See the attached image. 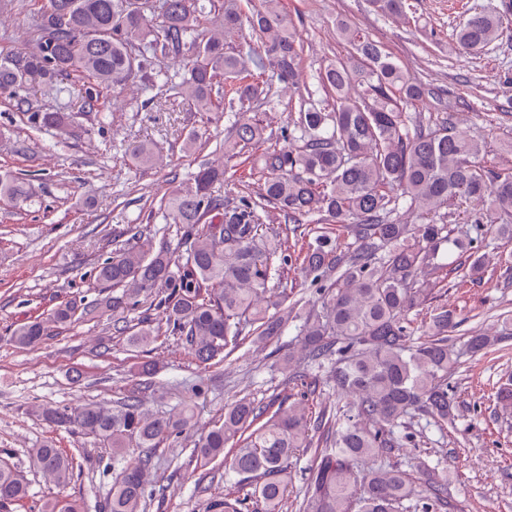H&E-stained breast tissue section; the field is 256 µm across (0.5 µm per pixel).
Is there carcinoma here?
<instances>
[{
  "label": "carcinoma",
  "instance_id": "carcinoma-1",
  "mask_svg": "<svg viewBox=\"0 0 512 512\" xmlns=\"http://www.w3.org/2000/svg\"><path fill=\"white\" fill-rule=\"evenodd\" d=\"M31 19L28 48L0 55V95L27 105L39 126L62 129L64 112L34 108L30 85L57 91L77 76L101 89L122 91L136 81L157 85L186 100L193 112H231L234 140L221 146L228 159H252L268 141L258 115L260 98L298 79L299 36L282 0H261L246 12L237 0H8ZM387 17L408 19L407 0H370ZM158 13L154 23L149 14ZM211 16L219 30L205 32ZM249 25L258 50L226 46L227 35ZM339 37L361 61L328 66L307 96L288 140L257 159L264 174L257 190L234 198L213 194L224 179V164L199 166L193 184L167 194L166 223L176 226L179 247L168 238L154 245L142 230L116 246L112 257L94 269L99 286L114 291L104 306L114 312L115 332L135 348L157 341L164 332L194 358L208 364L245 345L278 338L299 320V349H288L282 365L305 362L326 374L336 392V413L318 415L292 405L268 413L244 397L224 410L193 443L191 456L205 467L221 459L239 481L253 485L264 512H288V465L307 448L312 431L327 424L325 448L310 470L295 512H447L448 472L423 460L410 477L397 464L375 459L402 447L397 429L417 414L443 429L453 408L448 375L461 353L450 343L455 312L434 305V290L460 267L445 257L468 251L477 238L451 237L441 210L451 203L470 207L480 236L512 241V174L492 173L485 149L451 115L430 113L428 120L407 112L439 95L404 71L358 27L338 18ZM502 34V21L475 9L455 33L457 45L479 52ZM181 58L182 72L158 70L146 79L148 62ZM363 87L360 92L355 86ZM145 167L159 158L146 143L128 149ZM0 199L15 205L31 201L28 185L0 172ZM405 209L425 223L402 224L394 214ZM275 211L284 224L334 225L354 233L358 245L337 252L331 232L323 231L303 254L301 267L323 281L321 307L300 317L286 292L268 283L291 261L289 235H268L265 218ZM140 311L128 325L125 313ZM49 335L43 320L14 330L13 342L33 347ZM502 340L473 334L465 352L481 357ZM45 420L89 436L112 451L122 465L112 483L107 512H146L149 449L180 436L194 418L191 403L169 416L150 413L129 394L107 407L87 402L74 407H44ZM30 467L62 483L74 458L47 442L32 451ZM28 486L0 460V505L22 504ZM246 500L234 492L210 501L208 512H244ZM41 512H84L75 501L49 500Z\"/></svg>",
  "mask_w": 512,
  "mask_h": 512
}]
</instances>
